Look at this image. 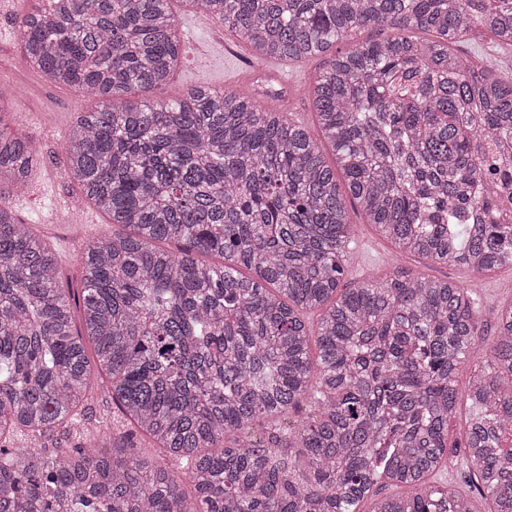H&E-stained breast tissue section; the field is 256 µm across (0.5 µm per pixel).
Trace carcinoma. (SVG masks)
<instances>
[{
    "label": "carcinoma",
    "instance_id": "cac0c4a2",
    "mask_svg": "<svg viewBox=\"0 0 512 512\" xmlns=\"http://www.w3.org/2000/svg\"><path fill=\"white\" fill-rule=\"evenodd\" d=\"M178 2L263 60L350 43L308 87L320 138L205 85L123 99L181 62L172 0L24 2L26 65L98 100L66 142L80 201L126 231L66 288L0 199V512H474L430 483L448 473L512 512V307L486 345L472 285L397 269L339 289L350 199L402 255L512 265V81L453 51L479 27L512 47V0ZM366 28L386 37L351 43ZM43 165L0 124L1 185ZM95 392L128 429L67 445ZM466 408L461 407L460 413L456 418L448 425V450L453 455L456 453L458 459H460L464 453V443L466 434L465 424Z\"/></svg>",
    "mask_w": 512,
    "mask_h": 512
}]
</instances>
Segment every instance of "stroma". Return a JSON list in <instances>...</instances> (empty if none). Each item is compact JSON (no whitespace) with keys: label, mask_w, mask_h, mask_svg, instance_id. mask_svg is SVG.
<instances>
[{"label":"stroma","mask_w":512,"mask_h":512,"mask_svg":"<svg viewBox=\"0 0 512 512\" xmlns=\"http://www.w3.org/2000/svg\"><path fill=\"white\" fill-rule=\"evenodd\" d=\"M182 32V61L174 71L169 83L153 91L157 100L174 99L195 85H206L220 90L224 87V76L233 71L236 58L225 55V44H234L238 52L249 53L247 44L236 40L231 33L220 29L207 17L183 15L179 18ZM458 51L472 65L488 66L503 79L512 78V48L496 47L491 33L479 30L468 42L459 44ZM323 65L322 59H314L301 66H288V75L294 87V96L288 101L289 111L298 113L310 132L318 127L307 87ZM29 89L18 96V109L0 116L9 129L36 140L46 156L42 173L36 177L31 190L39 192L47 188L57 196L76 200L79 186L73 179L65 162L63 139L75 113L94 109V97L66 86L47 84L36 73L27 75ZM80 209L93 214L90 224H61L48 231L47 236L63 259L64 271L72 285H79L82 275L80 253L93 237L111 234L114 226L102 214L94 213L90 204H81ZM353 225V241L350 245L348 272L344 279L346 287L352 288L365 278L382 279L401 267L434 279L454 281L460 284L477 283L483 302L482 319L485 323V341H494L497 334L496 316L500 309L512 305V266L504 265L481 276H473L462 264H435L419 257L395 258L394 247L381 237L372 225L367 224L360 210L349 212Z\"/></svg>","instance_id":"stroma-1"}]
</instances>
